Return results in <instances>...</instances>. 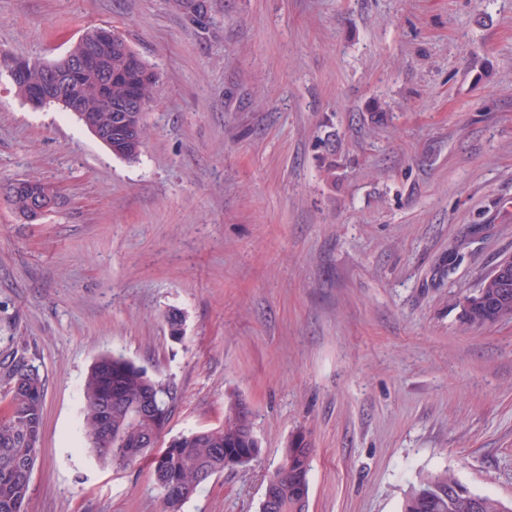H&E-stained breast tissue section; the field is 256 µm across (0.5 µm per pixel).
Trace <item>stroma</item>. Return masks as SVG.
I'll use <instances>...</instances> for the list:
<instances>
[{
    "label": "stroma",
    "instance_id": "1",
    "mask_svg": "<svg viewBox=\"0 0 512 512\" xmlns=\"http://www.w3.org/2000/svg\"><path fill=\"white\" fill-rule=\"evenodd\" d=\"M206 6L198 34L182 0H0V57L53 62L108 24L159 75L129 162L0 69V182L60 195L33 223L0 199V362L46 379L25 512L164 510L148 461L85 446L104 353L177 390L165 439L222 424L228 398L251 409L258 460L183 512H259L300 432L308 512H400L444 469L511 500L512 319L470 328L458 301L512 255V0ZM339 139V133L333 127H330V130L325 134V138L322 139L324 153L318 157L322 179L334 190L343 182L346 176V166L339 159L337 153Z\"/></svg>",
    "mask_w": 512,
    "mask_h": 512
}]
</instances>
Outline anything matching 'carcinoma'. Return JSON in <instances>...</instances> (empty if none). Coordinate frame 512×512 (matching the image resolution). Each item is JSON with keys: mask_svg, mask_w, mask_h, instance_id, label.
I'll use <instances>...</instances> for the list:
<instances>
[{"mask_svg": "<svg viewBox=\"0 0 512 512\" xmlns=\"http://www.w3.org/2000/svg\"><path fill=\"white\" fill-rule=\"evenodd\" d=\"M97 31L96 27L86 29L85 39L75 42L68 57L55 64L65 69L66 78L72 81L77 111L93 113L103 127L125 123L127 133L112 137L110 151L116 157L134 160L141 152L145 113L124 112L122 107L133 96L151 102L158 74L143 59L133 65L136 52L124 39L112 48V82L104 85L96 77L72 72L68 60L80 56ZM46 75L43 63L31 60L19 61V67L9 72L17 96L23 100L45 82ZM338 142L339 133L333 128L327 131L322 139L324 153L319 156L322 179L333 189L345 178ZM42 185L37 179H15L0 195L14 210L24 212L30 196ZM480 288L479 295L463 297L464 323L484 327L512 317V281L504 282L489 273ZM0 381L10 394L8 417L0 421V512H24L41 441L45 383L39 366L24 354L0 363ZM174 399L169 385L116 354L100 356L82 388L83 428L90 451L103 465L131 466L150 458L151 476L162 490L165 512H181L201 483L236 469L234 458L247 455L253 462L260 455L251 413L236 398L228 399L224 406V424L183 434L156 451L149 448L145 440L160 434V425L146 407L154 404L167 411ZM312 451L303 435L288 441L282 450V458L289 464L288 481L277 482L274 498L260 512H304L294 491L301 483L309 485ZM401 512H512V502L475 493L453 472L443 470L421 476L411 486Z\"/></svg>", "mask_w": 512, "mask_h": 512, "instance_id": "obj_1", "label": "carcinoma"}]
</instances>
